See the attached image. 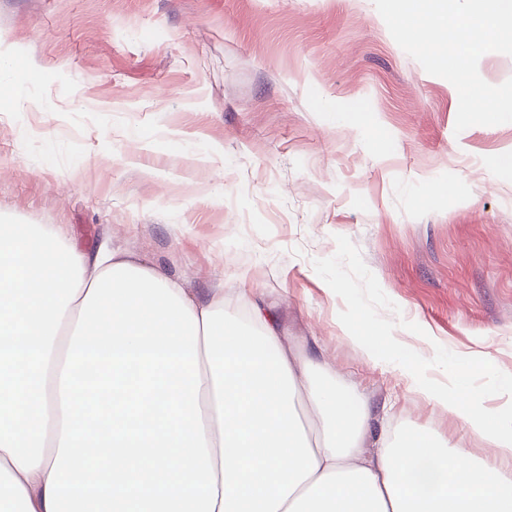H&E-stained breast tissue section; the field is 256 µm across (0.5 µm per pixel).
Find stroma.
Here are the masks:
<instances>
[{"instance_id":"stroma-1","label":"stroma","mask_w":512,"mask_h":512,"mask_svg":"<svg viewBox=\"0 0 512 512\" xmlns=\"http://www.w3.org/2000/svg\"><path fill=\"white\" fill-rule=\"evenodd\" d=\"M0 52L38 72L9 74L0 220L223 286L233 319L272 309L393 432L491 456L337 325L356 310L413 353L471 360L485 408L512 406L495 385L512 373V123L456 132L455 87L373 0H0Z\"/></svg>"}]
</instances>
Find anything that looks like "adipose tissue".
I'll return each instance as SVG.
<instances>
[{
    "label": "adipose tissue",
    "instance_id": "1",
    "mask_svg": "<svg viewBox=\"0 0 512 512\" xmlns=\"http://www.w3.org/2000/svg\"><path fill=\"white\" fill-rule=\"evenodd\" d=\"M108 244L0 222V512H512V477L464 445L391 437L368 396ZM367 362L405 357L362 318ZM407 375L427 403L512 454V408Z\"/></svg>",
    "mask_w": 512,
    "mask_h": 512
}]
</instances>
